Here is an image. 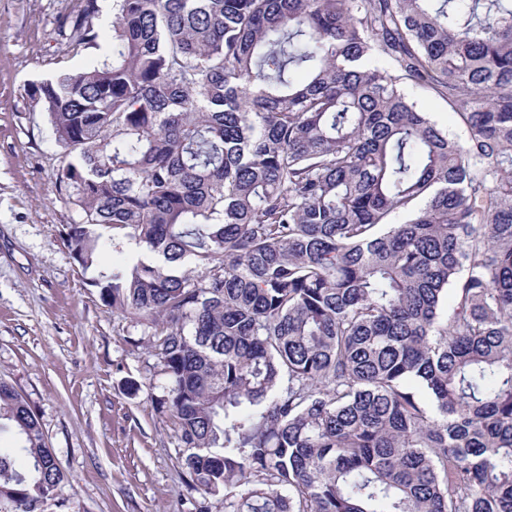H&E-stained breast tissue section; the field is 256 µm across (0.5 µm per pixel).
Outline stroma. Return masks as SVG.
Listing matches in <instances>:
<instances>
[{
  "label": "stroma",
  "mask_w": 512,
  "mask_h": 512,
  "mask_svg": "<svg viewBox=\"0 0 512 512\" xmlns=\"http://www.w3.org/2000/svg\"><path fill=\"white\" fill-rule=\"evenodd\" d=\"M80 0H0V380L34 409L64 481L45 512H195L180 445L155 408L142 329L105 307L69 254L62 150L31 83L96 59L73 52ZM407 96L450 138L465 128L412 82Z\"/></svg>",
  "instance_id": "stroma-1"
}]
</instances>
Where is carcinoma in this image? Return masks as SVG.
Wrapping results in <instances>:
<instances>
[{"instance_id": "carcinoma-1", "label": "carcinoma", "mask_w": 512, "mask_h": 512, "mask_svg": "<svg viewBox=\"0 0 512 512\" xmlns=\"http://www.w3.org/2000/svg\"><path fill=\"white\" fill-rule=\"evenodd\" d=\"M81 2L99 59L29 96L197 512H512V0ZM8 434L0 506L43 512L64 474L0 381ZM401 87L411 100L415 101L420 108L429 113L431 119L439 127L447 131L448 137L455 140H464L466 138L465 128L458 123L456 116L446 102L433 97L431 93L410 81L403 82Z\"/></svg>"}]
</instances>
